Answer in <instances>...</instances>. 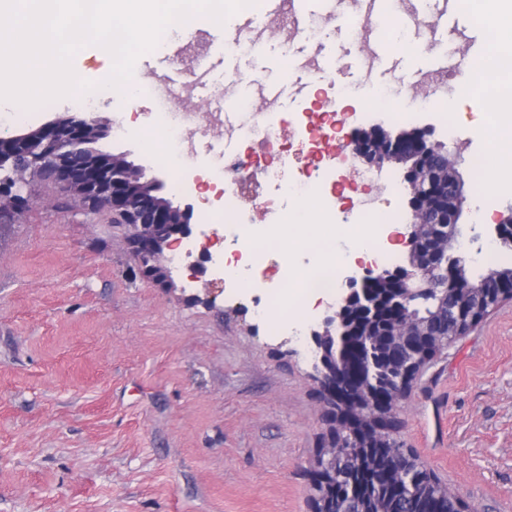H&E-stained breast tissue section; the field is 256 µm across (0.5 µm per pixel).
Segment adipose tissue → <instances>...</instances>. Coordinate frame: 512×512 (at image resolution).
Masks as SVG:
<instances>
[{
  "label": "adipose tissue",
  "instance_id": "obj_1",
  "mask_svg": "<svg viewBox=\"0 0 512 512\" xmlns=\"http://www.w3.org/2000/svg\"><path fill=\"white\" fill-rule=\"evenodd\" d=\"M478 20L489 30L486 52L473 65L472 82L451 101V109L480 105L487 100L505 104L502 112L485 113L486 132L492 148L484 169L486 182H493L503 163L512 162V0H471ZM288 224L294 229L310 228L313 236L335 238L343 235L349 250L334 249L327 261L333 265L349 262L352 253L368 252L369 232L365 226L347 224L336 227L320 224L313 210L301 207L289 213Z\"/></svg>",
  "mask_w": 512,
  "mask_h": 512
}]
</instances>
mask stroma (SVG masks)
I'll list each match as a JSON object with an SVG mask.
<instances>
[{"label": "stroma", "mask_w": 512, "mask_h": 512, "mask_svg": "<svg viewBox=\"0 0 512 512\" xmlns=\"http://www.w3.org/2000/svg\"><path fill=\"white\" fill-rule=\"evenodd\" d=\"M408 7L415 20L399 36L415 53L376 52L369 74L334 0H303V26L289 33L261 7L222 24H175L134 80L180 74L191 94L172 105L197 112L228 79L236 109L276 84L281 119L310 107L293 83L313 55L353 104L367 91L409 101L419 74L443 56L450 82L465 86L483 25L461 0ZM198 39L206 50L193 72L174 51ZM94 110L125 127L98 150L145 166L173 205L191 202L173 186L177 171L205 176L213 159L202 151L162 165L143 151L163 110L153 96L133 106L112 92ZM303 163L282 154L278 181L248 184L253 223H274L268 201L302 206L288 182ZM28 197L22 217L0 222V512H310L323 428L313 353L295 341L281 348L250 298L228 297L202 270L173 268L177 290L167 292L142 274L110 212L50 181L31 183ZM463 221L477 235L461 254L471 275L512 267L492 225L473 211ZM190 292L210 304L188 302ZM398 417V439L449 487L482 512H512V302L429 365Z\"/></svg>", "instance_id": "stroma-1"}]
</instances>
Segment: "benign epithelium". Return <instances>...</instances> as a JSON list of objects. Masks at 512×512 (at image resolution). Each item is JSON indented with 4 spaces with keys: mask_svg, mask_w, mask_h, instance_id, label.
I'll return each mask as SVG.
<instances>
[{
    "mask_svg": "<svg viewBox=\"0 0 512 512\" xmlns=\"http://www.w3.org/2000/svg\"><path fill=\"white\" fill-rule=\"evenodd\" d=\"M110 123L92 113L0 138V213L27 208L24 187L30 179L63 182L89 206L115 214L127 227L142 271L173 290L165 251L192 234V206L158 201L152 190L157 181L146 179L143 168L92 147ZM350 145L356 158L378 173L391 164L405 167L414 220L402 234L408 264L345 276L343 294L310 331L318 353L312 378L325 425L313 460L314 485L326 491L336 488V448L344 439L366 436L396 447V410L423 370L487 312L512 300V272L491 283L486 274L475 281L466 275L457 249L468 198L458 162L439 166L444 144L435 139L432 127L393 135L372 125L356 130ZM495 233L504 246H512V207L499 215ZM433 302L441 306L437 320L412 313V308ZM410 464L406 449L400 455V475L389 482L390 494L406 495ZM357 504L351 485L322 502L323 512H355Z\"/></svg>",
    "mask_w": 512,
    "mask_h": 512,
    "instance_id": "7a95c632",
    "label": "benign epithelium"
}]
</instances>
